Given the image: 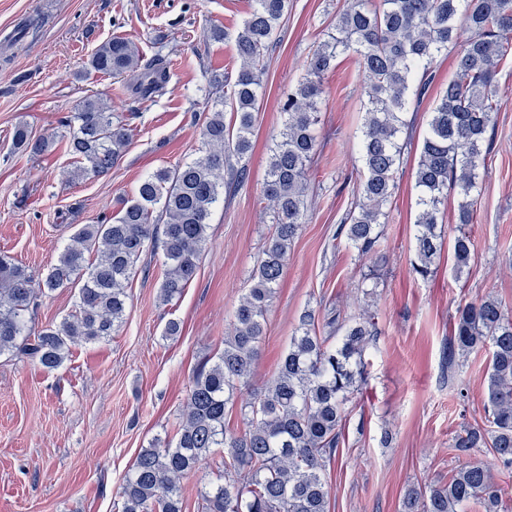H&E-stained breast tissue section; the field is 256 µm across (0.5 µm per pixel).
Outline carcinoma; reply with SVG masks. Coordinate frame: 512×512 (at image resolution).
Here are the masks:
<instances>
[{
	"label": "carcinoma",
	"instance_id": "cac0c4a2",
	"mask_svg": "<svg viewBox=\"0 0 512 512\" xmlns=\"http://www.w3.org/2000/svg\"><path fill=\"white\" fill-rule=\"evenodd\" d=\"M254 2L234 35L240 57L235 75H205L209 107L194 114L202 136L197 158L157 169L119 202L116 216L81 225L37 284L28 269L0 254V355L27 358L52 371L67 358L71 342L109 341L123 322L137 263L150 249H161L165 257L161 303L179 298L194 280L214 208L247 179L243 160L252 147L261 73L288 12V0ZM462 24L468 31L463 41ZM457 43V77L433 103L422 134L410 272L423 281L433 276L443 247L437 228L450 192L459 198L453 270L460 276L469 268L475 244L465 226L473 221L483 145L499 111L495 73L512 48V0H352L339 10L335 26L309 54L302 77L283 100V130L270 149L263 189L274 207L273 232L234 311L224 350L194 372L175 442L158 440L138 452L121 485L120 512H183L179 479L217 453L224 474L204 493L205 512H329L325 472L341 444L346 403L365 381L364 352L378 336L374 316L341 321L305 310L277 373L251 388L269 307L305 223L323 78L343 53L355 54L366 75L362 203L338 227L336 239L370 259L379 252L378 227L386 223L402 149L416 134L405 119L410 100L423 102L435 59ZM92 73L128 79L129 96L138 104L166 94L171 81L168 58L155 54L146 60L123 37L95 47L81 75ZM227 110L233 113L230 125L224 122ZM60 126L81 180L109 173L130 142L123 117L100 97L86 98ZM54 145L52 136L31 137L24 124L14 129L17 151L40 155ZM75 283V315L35 329L38 298ZM488 343L487 425L455 435V473L446 483L407 489L401 512H459L471 500L482 503L484 512H507L504 489L472 453L488 448L512 472V314L491 298L459 305L448 362ZM243 389L250 395L239 407L242 427L230 429L224 416Z\"/></svg>",
	"mask_w": 512,
	"mask_h": 512
}]
</instances>
